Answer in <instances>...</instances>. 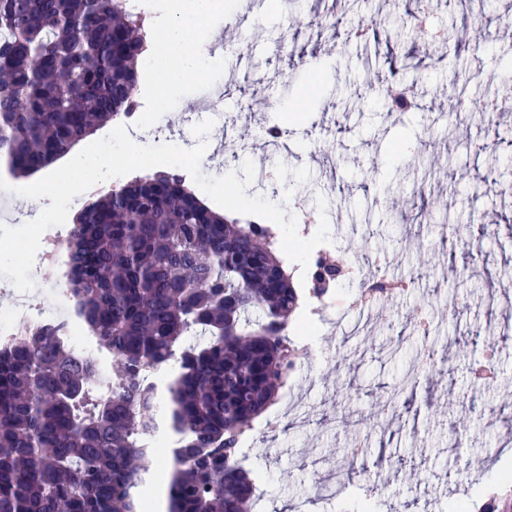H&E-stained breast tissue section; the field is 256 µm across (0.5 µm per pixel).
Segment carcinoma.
<instances>
[{
	"instance_id": "cac0c4a2",
	"label": "carcinoma",
	"mask_w": 512,
	"mask_h": 512,
	"mask_svg": "<svg viewBox=\"0 0 512 512\" xmlns=\"http://www.w3.org/2000/svg\"><path fill=\"white\" fill-rule=\"evenodd\" d=\"M146 18L124 0H0V163L35 174L99 126L135 112ZM69 283L79 320L112 361L111 397L54 336L0 348V512H252L241 437L299 355L290 317L303 292L265 224L213 211L176 173L99 193L75 214ZM318 268L306 272L319 302ZM173 446H157L154 372ZM512 512V494L473 505Z\"/></svg>"
}]
</instances>
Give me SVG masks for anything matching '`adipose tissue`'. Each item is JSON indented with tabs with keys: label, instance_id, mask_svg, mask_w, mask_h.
<instances>
[{
	"label": "adipose tissue",
	"instance_id": "ef3b65f1",
	"mask_svg": "<svg viewBox=\"0 0 512 512\" xmlns=\"http://www.w3.org/2000/svg\"><path fill=\"white\" fill-rule=\"evenodd\" d=\"M211 0H159L160 18L153 30L150 60L160 62L165 83L203 77L212 58L201 39L187 37L201 17L211 13Z\"/></svg>",
	"mask_w": 512,
	"mask_h": 512
}]
</instances>
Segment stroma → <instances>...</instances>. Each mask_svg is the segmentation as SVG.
<instances>
[{
  "mask_svg": "<svg viewBox=\"0 0 512 512\" xmlns=\"http://www.w3.org/2000/svg\"><path fill=\"white\" fill-rule=\"evenodd\" d=\"M352 0H234L199 27L219 47L211 72L176 87L141 65L138 99L166 141L196 145L206 87L224 88L222 127L211 129L201 170L225 174V154L251 160L250 194L291 193L289 209L311 222L327 217L330 236L354 273L316 322L313 354L288 388L308 418L293 424L281 404L253 422L263 435L246 469L259 473L265 512H358L349 492L320 495L344 464L379 512H456L485 497L483 485L512 475V112H482L512 72V0H432V44L414 36L419 0H375L387 43L360 39ZM483 16L473 32L467 12ZM306 51L293 66L290 54ZM460 75L470 95L463 120H442ZM410 88L413 105L392 111L388 86ZM288 129L287 152L265 142L269 126ZM407 154H397L400 141ZM325 211H318L317 197ZM491 232L468 273L460 250L471 230ZM382 260L406 293L374 302L379 316L353 326L360 269ZM436 353L427 364L419 355ZM399 414L380 402L397 386ZM366 453L350 457L356 435Z\"/></svg>",
  "mask_w": 512,
  "mask_h": 512,
  "instance_id": "obj_1",
  "label": "stroma"
}]
</instances>
